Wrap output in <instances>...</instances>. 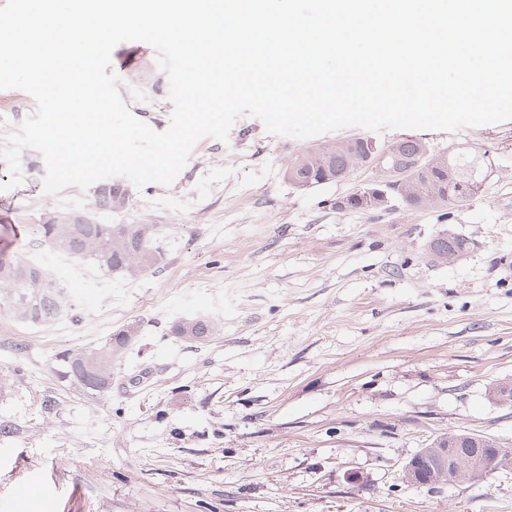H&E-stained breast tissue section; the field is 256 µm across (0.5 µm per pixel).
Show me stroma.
I'll return each mask as SVG.
<instances>
[{
  "label": "stroma",
  "instance_id": "obj_1",
  "mask_svg": "<svg viewBox=\"0 0 512 512\" xmlns=\"http://www.w3.org/2000/svg\"><path fill=\"white\" fill-rule=\"evenodd\" d=\"M155 59L149 44L123 42L112 68L132 113L162 132L172 105ZM35 111L25 92L0 90V138ZM352 134L275 136L242 116L227 140L206 138L171 185L131 189L111 217L175 238L164 268L135 281L75 277L33 244L32 224L61 211L45 165L24 151L13 187L0 160V256L73 279L79 309L38 327L0 312V422L14 427L0 435V512H512V470L401 481L448 432H483L512 451V405L488 395L512 379V119L419 131L433 152L471 147L491 162L478 195L449 207H341L374 179L366 169L291 186L292 156ZM445 229L471 243L451 264L428 253ZM196 315L219 321L220 336L171 334ZM134 321L141 332L110 393L56 377L57 353Z\"/></svg>",
  "mask_w": 512,
  "mask_h": 512
}]
</instances>
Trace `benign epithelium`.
Masks as SVG:
<instances>
[{"label": "benign epithelium", "instance_id": "1", "mask_svg": "<svg viewBox=\"0 0 512 512\" xmlns=\"http://www.w3.org/2000/svg\"><path fill=\"white\" fill-rule=\"evenodd\" d=\"M392 150L393 147L381 146L370 139L367 141L366 154L349 152L346 170L368 167L379 172L375 179L355 192V195L376 209L387 207L394 196L406 203L412 200L420 205L428 203L426 198H412L405 173L383 165ZM503 468H512L511 453L498 451L493 454L477 438L454 433L444 437L442 442L435 443L432 448L420 449L404 466L402 480L417 486L449 484L468 480L483 471Z\"/></svg>", "mask_w": 512, "mask_h": 512}]
</instances>
